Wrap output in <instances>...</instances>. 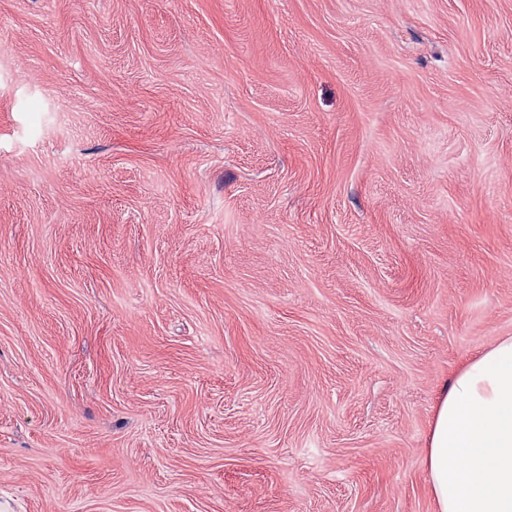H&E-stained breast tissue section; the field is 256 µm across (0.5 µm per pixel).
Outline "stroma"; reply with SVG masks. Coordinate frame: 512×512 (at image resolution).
<instances>
[{
  "mask_svg": "<svg viewBox=\"0 0 512 512\" xmlns=\"http://www.w3.org/2000/svg\"><path fill=\"white\" fill-rule=\"evenodd\" d=\"M512 335V0H0V512H434Z\"/></svg>",
  "mask_w": 512,
  "mask_h": 512,
  "instance_id": "obj_1",
  "label": "stroma"
}]
</instances>
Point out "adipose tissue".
I'll use <instances>...</instances> for the list:
<instances>
[{"instance_id":"1","label":"adipose tissue","mask_w":512,"mask_h":512,"mask_svg":"<svg viewBox=\"0 0 512 512\" xmlns=\"http://www.w3.org/2000/svg\"><path fill=\"white\" fill-rule=\"evenodd\" d=\"M427 445L435 512H512V336L473 357L441 392Z\"/></svg>"}]
</instances>
